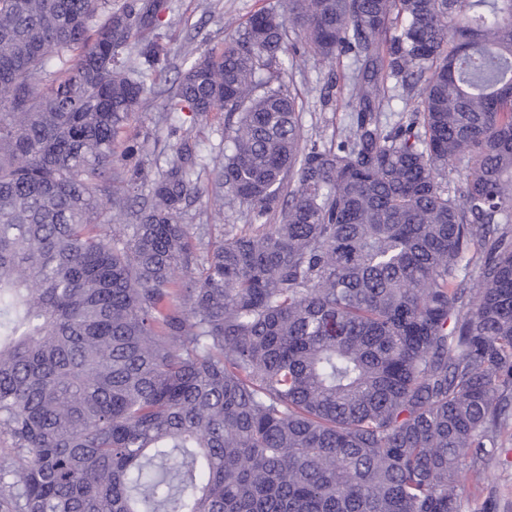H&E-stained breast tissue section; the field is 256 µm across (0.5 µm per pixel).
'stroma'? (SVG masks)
Masks as SVG:
<instances>
[{"instance_id": "stroma-1", "label": "stroma", "mask_w": 512, "mask_h": 512, "mask_svg": "<svg viewBox=\"0 0 512 512\" xmlns=\"http://www.w3.org/2000/svg\"><path fill=\"white\" fill-rule=\"evenodd\" d=\"M269 3L270 0H167L170 13L177 20L161 39L168 50L170 71H177L184 57L194 58L204 51L222 48L250 15ZM353 69L348 56L335 63L313 57L304 69L283 73V80L293 83L298 91L307 134L328 139L341 126L348 110L347 87ZM167 96L166 85H159L120 136H135L143 142L140 164L154 174L166 169L174 145L188 139L196 161L194 176L204 193L189 206L185 221L207 228L205 242L215 245L223 240L226 225H234L239 232L248 228L246 212L238 202L225 200L220 210L212 204L216 188L211 169L224 152L225 115L214 112L195 122L189 113L167 109ZM502 441L501 456L489 464L483 475L462 472L458 483L461 512H485L489 507L495 512H512V417L506 421Z\"/></svg>"}]
</instances>
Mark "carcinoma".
<instances>
[{
	"mask_svg": "<svg viewBox=\"0 0 512 512\" xmlns=\"http://www.w3.org/2000/svg\"><path fill=\"white\" fill-rule=\"evenodd\" d=\"M105 4L0 0V512H461L512 409V0H288L185 60L256 225L203 256L186 142L116 171L175 21ZM312 54L355 64L328 141L273 73Z\"/></svg>",
	"mask_w": 512,
	"mask_h": 512,
	"instance_id": "cac0c4a2",
	"label": "carcinoma"
}]
</instances>
